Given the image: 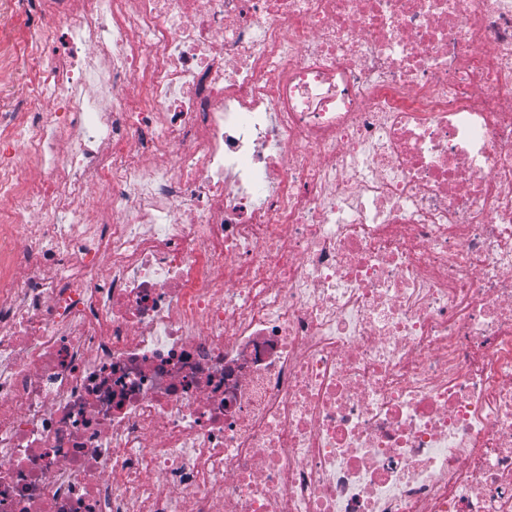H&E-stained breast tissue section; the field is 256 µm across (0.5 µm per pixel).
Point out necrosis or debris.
Wrapping results in <instances>:
<instances>
[{"label":"necrosis or debris","instance_id":"obj_1","mask_svg":"<svg viewBox=\"0 0 512 512\" xmlns=\"http://www.w3.org/2000/svg\"><path fill=\"white\" fill-rule=\"evenodd\" d=\"M0 0V512H512V0ZM29 76L24 73H6L0 72V85H5L8 91L4 92V98L0 97V110L2 108H16L20 104H24L28 97Z\"/></svg>","mask_w":512,"mask_h":512}]
</instances>
